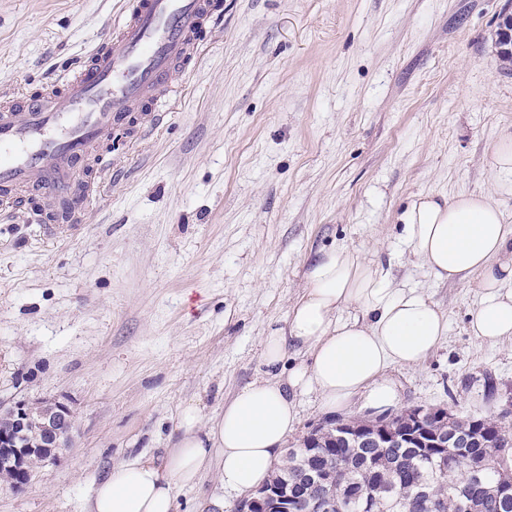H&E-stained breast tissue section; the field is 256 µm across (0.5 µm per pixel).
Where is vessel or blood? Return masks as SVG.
Returning a JSON list of instances; mask_svg holds the SVG:
<instances>
[{
    "mask_svg": "<svg viewBox=\"0 0 512 512\" xmlns=\"http://www.w3.org/2000/svg\"><path fill=\"white\" fill-rule=\"evenodd\" d=\"M208 0H131L76 70L39 93L0 101V205H24L33 189L48 208L80 223L96 178L75 185L78 167L103 168L115 128L159 125L160 99L176 66L193 55L210 19Z\"/></svg>",
    "mask_w": 512,
    "mask_h": 512,
    "instance_id": "obj_1",
    "label": "vessel or blood"
}]
</instances>
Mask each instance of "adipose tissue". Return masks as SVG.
Returning a JSON list of instances; mask_svg holds the SVG:
<instances>
[{"label":"adipose tissue","instance_id":"adipose-tissue-1","mask_svg":"<svg viewBox=\"0 0 512 512\" xmlns=\"http://www.w3.org/2000/svg\"><path fill=\"white\" fill-rule=\"evenodd\" d=\"M402 221L412 255L436 280L476 288L471 336L482 344L512 339V225L498 205L482 194L428 195ZM447 334L439 305L395 284L382 259L345 247L326 251L308 269L285 327L265 336L263 377L240 389L207 425L194 407L184 408L173 449L162 459L108 471L88 512H175L179 492L212 468L220 479L208 504L222 512L225 491L248 494L266 482L298 424V393H316L328 412L345 411L358 399L376 409L395 406L387 370L422 362ZM294 347L307 358L286 365Z\"/></svg>","mask_w":512,"mask_h":512}]
</instances>
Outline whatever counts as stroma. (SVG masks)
Listing matches in <instances>:
<instances>
[{"label":"stroma","mask_w":512,"mask_h":512,"mask_svg":"<svg viewBox=\"0 0 512 512\" xmlns=\"http://www.w3.org/2000/svg\"><path fill=\"white\" fill-rule=\"evenodd\" d=\"M182 95L159 128L113 139L79 225L0 215V402L65 400L74 438L0 512H85L105 470L172 447L260 376L311 261L332 247L391 260L448 334L387 376L399 409L512 428V340L467 331L476 294L412 256L400 217L427 194L498 191L512 130L507 0H210ZM126 0H0V98L73 68ZM492 165L496 174L504 177L503 185L509 187L511 183L508 177L512 175V132L505 131L499 136L493 149Z\"/></svg>","instance_id":"1"}]
</instances>
